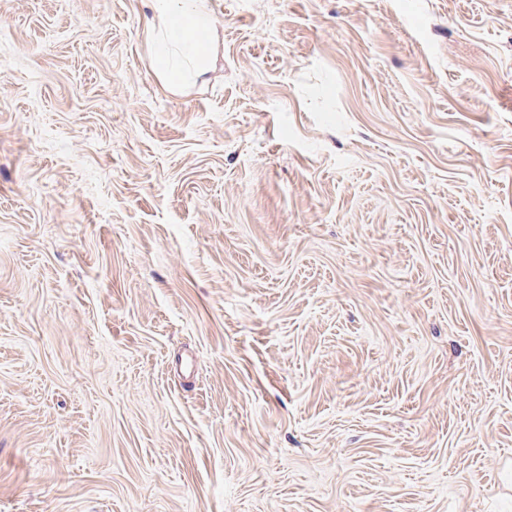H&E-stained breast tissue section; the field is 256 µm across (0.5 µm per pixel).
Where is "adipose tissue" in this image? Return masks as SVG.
<instances>
[{
    "mask_svg": "<svg viewBox=\"0 0 512 512\" xmlns=\"http://www.w3.org/2000/svg\"><path fill=\"white\" fill-rule=\"evenodd\" d=\"M154 28L160 39L154 52L156 70L173 85L201 74L210 56V0H151Z\"/></svg>",
    "mask_w": 512,
    "mask_h": 512,
    "instance_id": "ef3b65f1",
    "label": "adipose tissue"
}]
</instances>
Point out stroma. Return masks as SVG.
Instances as JSON below:
<instances>
[{
    "mask_svg": "<svg viewBox=\"0 0 512 512\" xmlns=\"http://www.w3.org/2000/svg\"><path fill=\"white\" fill-rule=\"evenodd\" d=\"M0 0V512H512V0ZM210 0H151L155 39L154 65L172 85L201 74L210 56Z\"/></svg>",
    "mask_w": 512,
    "mask_h": 512,
    "instance_id": "obj_1",
    "label": "stroma"
}]
</instances>
